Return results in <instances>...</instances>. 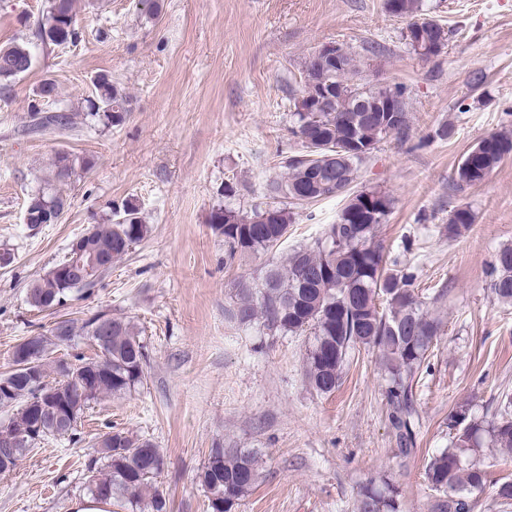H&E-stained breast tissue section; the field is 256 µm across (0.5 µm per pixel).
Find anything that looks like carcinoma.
Here are the masks:
<instances>
[{
	"instance_id": "cac0c4a2",
	"label": "carcinoma",
	"mask_w": 512,
	"mask_h": 512,
	"mask_svg": "<svg viewBox=\"0 0 512 512\" xmlns=\"http://www.w3.org/2000/svg\"><path fill=\"white\" fill-rule=\"evenodd\" d=\"M76 0H49L46 14L37 22L41 43L62 46L80 37ZM386 10L406 20L403 38L423 58L439 55L448 43V30L436 19L426 17L424 0H385ZM35 58L29 43L14 41L0 46V83L27 73ZM92 96L85 100L87 116L105 127L118 126L129 112V101L106 74L93 83ZM395 112H361L358 96L380 99L383 89L370 84L360 61L346 53L336 67L313 54L305 62L301 88L293 97V126L300 151L278 162L280 177L269 180L264 202L241 211L229 204L212 209L209 224L224 237V264L231 265L245 254H268L287 238L294 222V209L328 198L342 197L345 205L325 237L312 246L300 247L283 263H267L252 280L239 281V298L231 318L243 325L260 320L271 333L310 332L314 341L307 353V377L321 395L339 387L350 353L365 347L378 352L387 376L389 419L395 430L399 454L414 452L416 409L413 380L429 356L441 332L440 318L425 309L415 294L414 273L391 269L383 246L376 240L386 223L392 201L376 190H354L359 164L383 139L410 136V113L406 88L394 86ZM53 82L40 84L29 104L34 134H63L74 128L75 114L57 102ZM512 154V133L490 134L474 144L457 166L453 182L458 187L482 182ZM89 158L77 160L65 151L55 153L48 182L65 183L76 170L87 174ZM67 198L54 188L29 194L25 212L33 224L44 222L45 213L60 218ZM475 221L468 206L454 207L445 226L448 238L467 232ZM94 244L105 259L101 275L128 255L149 232L142 223L139 207L127 199L116 218L94 226ZM490 288L503 303H512V246L498 250L490 273ZM88 284L53 283L41 276L27 287L26 298L35 310L64 306L75 292ZM110 317L112 334L100 355L74 356L81 380L69 379L70 362L48 361L54 349L76 336L87 339L95 333L100 316ZM64 336L55 329L36 333L39 352L29 368L0 375V408L13 410L5 431H0V464L12 472L37 445L60 436L53 419L34 417L30 401L50 396L65 416L80 422L85 410L105 397H120L142 386L149 363L147 346L127 318L98 311L82 321L80 328L62 320ZM454 432L449 447L429 457L424 479L440 493L433 512H472L469 493L487 484V471L477 460L483 438L494 448L512 454V395H503L498 411L489 420L477 419L469 402L457 404L448 415ZM99 463L88 465L86 485L93 497L111 498L127 512H170L167 494L158 477L165 467L163 453L149 439L110 430L97 437ZM259 478L258 453L248 448L210 449L207 462L195 480L207 493L208 512H232ZM394 487L381 493L364 489L357 499V512H397Z\"/></svg>"
}]
</instances>
